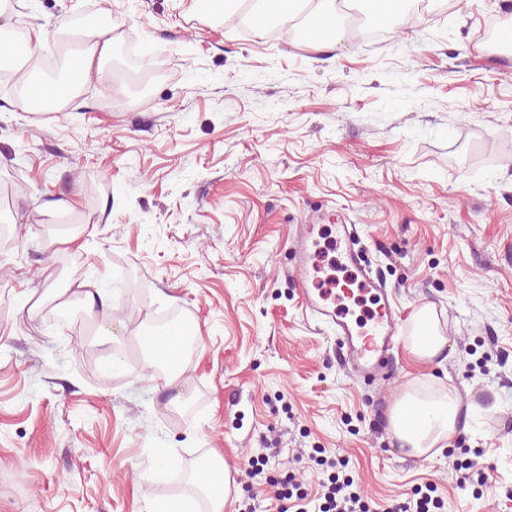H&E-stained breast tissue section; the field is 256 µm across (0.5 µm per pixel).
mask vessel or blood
Segmentation results:
<instances>
[{
  "label": "vessel or blood",
  "mask_w": 512,
  "mask_h": 512,
  "mask_svg": "<svg viewBox=\"0 0 512 512\" xmlns=\"http://www.w3.org/2000/svg\"><path fill=\"white\" fill-rule=\"evenodd\" d=\"M333 246L338 254L337 262L353 272L358 292L364 293L371 306L365 324L350 325L349 313L341 304V296L347 295V285L325 284L319 279V249L317 237L320 225H298L294 237L295 274L306 312L334 330L338 340L347 349L348 361L354 376L375 381L384 377L389 352L397 346L401 325L385 286L374 278L352 245L354 231L346 224H333Z\"/></svg>",
  "instance_id": "obj_1"
}]
</instances>
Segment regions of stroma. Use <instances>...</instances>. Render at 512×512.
Here are the masks:
<instances>
[{
    "instance_id": "35a3bbf8",
    "label": "stroma",
    "mask_w": 512,
    "mask_h": 512,
    "mask_svg": "<svg viewBox=\"0 0 512 512\" xmlns=\"http://www.w3.org/2000/svg\"><path fill=\"white\" fill-rule=\"evenodd\" d=\"M190 0H16L6 25L57 27L108 8V65L148 100L116 110L81 84L54 112L0 90V180L15 243L0 252V512H146L191 496L210 452L241 478L224 512L275 489L245 478L261 447L316 493L312 449L348 459L373 501L430 484L450 512H512V49L480 37L512 0H457L397 37L340 46L239 36ZM175 60L164 79L128 67L125 37ZM74 203L50 222L45 203ZM355 224L402 316L435 305L450 343L407 349L394 379L353 380L335 336L306 315L299 224ZM75 245L50 248L57 236ZM96 279L115 312L107 341L69 291ZM178 312L201 342L179 386L151 377L137 343ZM122 354L127 367L108 362ZM450 391L458 432L431 459L390 430L403 391ZM174 467L163 479L161 455ZM477 460L486 484L460 485Z\"/></svg>"
}]
</instances>
